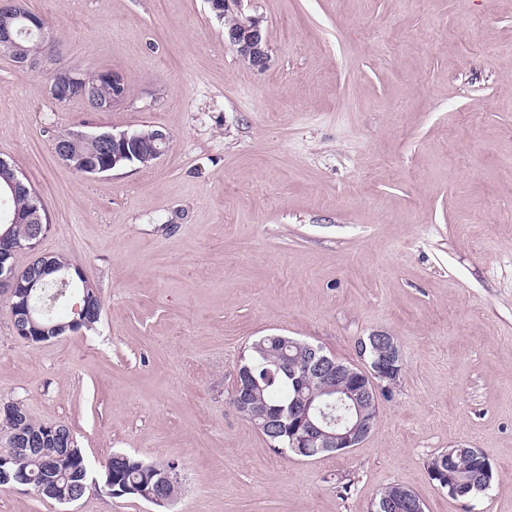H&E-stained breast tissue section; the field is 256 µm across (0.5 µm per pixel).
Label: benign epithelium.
I'll list each match as a JSON object with an SVG mask.
<instances>
[{
    "mask_svg": "<svg viewBox=\"0 0 512 512\" xmlns=\"http://www.w3.org/2000/svg\"><path fill=\"white\" fill-rule=\"evenodd\" d=\"M211 12L220 20L233 16L231 24L224 28V39L235 49L237 55L251 66L263 69L268 61V40L261 20L247 13L245 0H207ZM35 32L47 43L53 36L45 30L42 18L26 8V0H8L0 9V55L9 57L17 67L33 73L44 71L51 74V93L59 102L71 98H81L99 111H109L122 103L126 96L123 78L113 72L95 71L85 73L79 70L52 63L47 55L30 56L18 42L19 30ZM100 84L112 85V98L105 102L93 101V90ZM76 137L95 140L101 145L97 158L89 163L82 157L71 155L67 149L70 139ZM168 141L160 130L143 132H98L86 134L72 132L55 138V154L73 170L86 174H100L113 169L120 162L135 155L147 166L161 156L158 144ZM13 224H37V228L25 241H0V292L12 303L14 332L17 336L35 343L48 342L69 333L81 330L83 316L92 305L93 297L84 292V304L76 306L74 316L66 323H50L43 312L35 305L36 296L43 284L52 281L68 287L74 281L87 282L82 268L61 271L49 256H41V265L32 271H17L14 255L24 249L36 250L40 239L45 235L38 215L14 214ZM292 344L303 357L295 367L288 362L277 365V370L287 373L295 387V396L288 403L292 416L288 418V438L291 448L302 455L311 450L343 452L359 448L371 434L375 425L381 391L389 392L400 378L403 357L394 338L386 333L373 332L358 341L357 353L363 365L339 361L324 353L323 348L306 341L294 340ZM258 379L251 370L236 371L233 405L240 414H245L248 401ZM336 404L333 421L328 420L324 408ZM13 417L14 426L10 434L13 448L21 454L34 455L43 443L54 437H62L67 428L62 424L49 425L45 433L33 436L24 428V410L18 406H5L0 410ZM282 424L278 410L271 411L265 421L255 429L261 434H274ZM11 457H0V484L27 485L33 476L10 467ZM75 492L63 495L52 482L42 486V493L50 499L68 504L80 500L89 489L87 469L78 464L70 474ZM148 488L140 494L150 503L164 507L174 501L172 488L179 482L176 466L165 471H150L145 478Z\"/></svg>",
    "mask_w": 512,
    "mask_h": 512,
    "instance_id": "1",
    "label": "benign epithelium"
}]
</instances>
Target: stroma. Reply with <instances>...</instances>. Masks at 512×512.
Instances as JSON below:
<instances>
[{
    "label": "stroma",
    "instance_id": "stroma-1",
    "mask_svg": "<svg viewBox=\"0 0 512 512\" xmlns=\"http://www.w3.org/2000/svg\"><path fill=\"white\" fill-rule=\"evenodd\" d=\"M65 66L119 74L109 111L53 98L0 56V158L43 201L35 253L82 267L102 314L43 343L0 294V404L68 425L91 478L122 453L177 462L159 508L93 488L69 512H371L383 488L425 512H512V0H247L265 70L206 0H27ZM157 129L148 166L79 174L73 130ZM393 336L404 368L363 445L273 450L235 410V369L282 333L358 362ZM477 448L489 490L454 500L439 452ZM28 486L0 512H60Z\"/></svg>",
    "mask_w": 512,
    "mask_h": 512
}]
</instances>
